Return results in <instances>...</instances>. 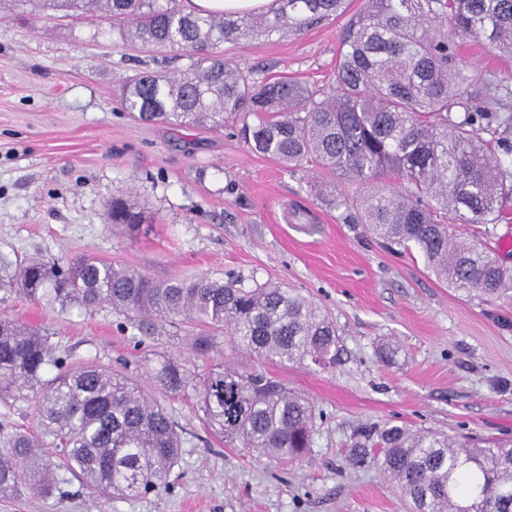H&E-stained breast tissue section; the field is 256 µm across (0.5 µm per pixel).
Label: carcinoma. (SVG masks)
I'll return each mask as SVG.
<instances>
[{
    "label": "carcinoma",
    "mask_w": 512,
    "mask_h": 512,
    "mask_svg": "<svg viewBox=\"0 0 512 512\" xmlns=\"http://www.w3.org/2000/svg\"><path fill=\"white\" fill-rule=\"evenodd\" d=\"M16 2L67 15L98 4L99 16L125 40L187 59L179 70L129 82L122 106L132 116L196 127H222L231 116L252 151L288 168L305 161L331 174L335 184L324 200L356 211L376 237L417 247L439 279L512 301V267L487 245L450 243L444 224L507 223L512 214V71L472 78L456 66L466 39L512 60V0H365L346 25L336 78L326 89L288 77L256 80L218 48L226 40L299 32L339 15L345 0H276L269 13L236 18L189 13L180 0ZM350 184L368 191L356 201L336 191ZM110 219L133 227L139 215L115 202ZM2 289L63 311L108 306L144 336L188 324L200 356L221 333L259 360L296 365L331 364L339 344L328 314L274 285L246 288L207 276L160 281L93 257L60 265L0 256ZM146 369L169 396L193 390L205 425L222 438L271 459L297 460L310 448L312 404L262 372L220 362L192 374L173 357ZM30 393L42 437L60 450L62 468L95 494L147 492L178 463L183 429L135 379L95 362L73 363L48 330L1 313L0 401ZM39 447L24 431L0 452V496L54 493L58 481ZM348 462L381 469L407 512H512V441L472 444L433 431L370 427Z\"/></svg>",
    "instance_id": "1"
}]
</instances>
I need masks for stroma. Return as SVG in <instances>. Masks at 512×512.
I'll list each match as a JSON object with an SVG mask.
<instances>
[{
  "instance_id": "obj_1",
  "label": "stroma",
  "mask_w": 512,
  "mask_h": 512,
  "mask_svg": "<svg viewBox=\"0 0 512 512\" xmlns=\"http://www.w3.org/2000/svg\"><path fill=\"white\" fill-rule=\"evenodd\" d=\"M345 17L286 36L227 41L231 64L258 78L321 86L336 69ZM168 50L123 43L92 15L38 16L0 0V254L66 262L91 256L158 280L206 275L296 290L336 321L329 367L261 361L215 338L196 357L185 331L137 334L107 308L64 314L8 295L0 312L45 327L72 359L131 375L162 355L192 371L224 362L282 380L315 406L299 460L269 459L211 434L193 395L164 398L184 429L177 466L156 488L99 497L77 480L49 497H0V512H406L373 467L347 456L361 429L405 426L451 436L512 438V302L466 295L439 280L416 248L376 239L318 193L329 177L251 152L231 128L135 120L121 105L127 80L177 67ZM459 69L485 77L512 68L466 41ZM121 199L143 212L135 232L106 216ZM397 346L384 361V345ZM37 432L33 399L0 405V448Z\"/></svg>"
}]
</instances>
